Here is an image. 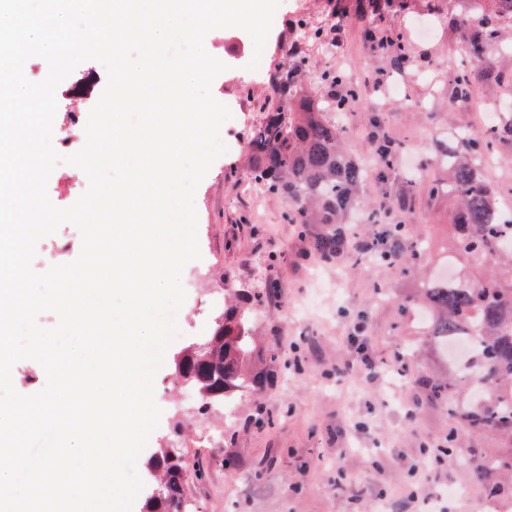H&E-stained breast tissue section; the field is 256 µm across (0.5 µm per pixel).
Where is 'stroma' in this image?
<instances>
[{"label": "stroma", "instance_id": "35a3bbf8", "mask_svg": "<svg viewBox=\"0 0 512 512\" xmlns=\"http://www.w3.org/2000/svg\"><path fill=\"white\" fill-rule=\"evenodd\" d=\"M334 4L282 0L259 55L239 28L216 29L204 39L207 52L228 66L212 94L232 117L224 124L226 151L195 193L201 257L182 272L186 313L154 377L162 416L145 450L167 447L173 429H180L179 453L206 471L189 483L194 512H371L380 502L388 512H492L473 467L481 452L498 449L493 437L460 433L450 464L415 466L424 446L443 441L450 420L443 407L425 402L416 383L433 355L420 318L406 308L411 279L369 260L357 267L347 259L322 263L301 227L289 223L287 204L250 180L246 135L264 119L259 106L271 96L268 73L298 47L307 53L306 78L320 97L344 95V85L322 80L336 71L351 80L379 72L389 85L407 87L409 99L387 96L381 109L386 129L405 150L388 181L368 175L364 195L380 212L412 195L400 217L437 259L451 205L423 191L433 176L425 168L432 146L458 130L485 131L495 113L511 110L512 71L503 83L475 84L468 99L451 103L450 76L472 66L451 24L467 0H387L368 16L335 13ZM300 18L324 29V42L300 46L294 31ZM371 24L401 33L409 63L397 66L392 55L364 42L362 31ZM255 56L254 71L248 64ZM87 187V178H75L72 166L61 164L47 193L66 208ZM80 251L79 230L65 223L38 242L32 267L42 273ZM271 281L279 292L256 304L251 333L274 381L243 395L232 411L217 406L199 414L176 377V354L206 336L224 307L225 288L250 293ZM378 283L385 296L375 294ZM359 322L385 380L373 379L356 361L350 338ZM456 487L462 496L448 497Z\"/></svg>", "mask_w": 512, "mask_h": 512}]
</instances>
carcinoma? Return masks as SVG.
Returning <instances> with one entry per match:
<instances>
[{
	"mask_svg": "<svg viewBox=\"0 0 512 512\" xmlns=\"http://www.w3.org/2000/svg\"><path fill=\"white\" fill-rule=\"evenodd\" d=\"M497 9L485 13L482 0L453 19L478 65L456 76L452 102L468 98L479 80L500 82L502 73L479 64L484 54L503 44L512 30V0H495ZM364 39L375 50L389 46L395 58L410 60V50L400 34L367 27ZM308 59H295L270 77L272 100L268 116L247 135L248 167L254 182L271 197L290 206L288 220L309 234L314 253L324 263H335L351 247L345 220L361 204L368 170L364 161L345 147L346 130L331 115L346 110L360 96L348 85L345 95L319 98L303 81ZM372 148L379 179L394 169L404 150L389 136L381 113L368 109ZM512 141V113L506 112L483 135L456 133L453 143H441L433 156L448 179L425 185L429 198L446 196L458 202L450 222L448 263L459 259L491 264L496 272L472 281H444L436 276L419 284V304L428 314L425 333L439 350L451 339H461L469 350L453 367L455 377L419 380L425 400L444 406L453 425L443 443L429 449L439 455L456 448L462 431L490 435L505 450L480 457L475 470L487 500L502 499L499 475L512 474V216L499 210L492 180L487 173L488 154L495 144ZM411 268L429 259V247L402 221H391L376 233L357 259ZM224 310L208 336L185 346L174 358L176 370L192 380L202 405L231 406L248 392L260 390L268 371L251 367L255 346L250 330L252 311L233 288L224 289ZM150 478L145 512H188L190 465L173 448H157L145 463Z\"/></svg>",
	"mask_w": 512,
	"mask_h": 512,
	"instance_id": "cac0c4a2",
	"label": "carcinoma"
}]
</instances>
